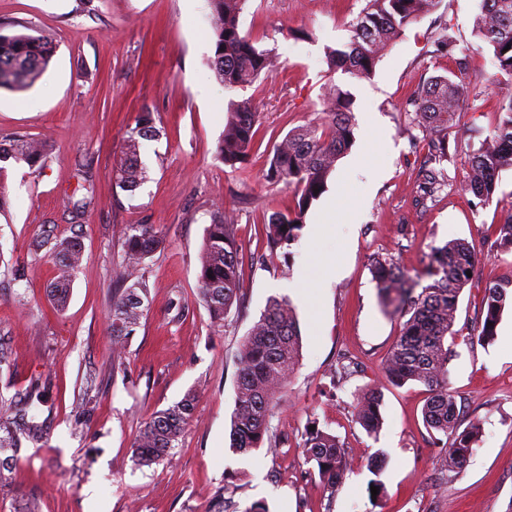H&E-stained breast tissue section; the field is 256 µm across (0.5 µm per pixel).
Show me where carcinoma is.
<instances>
[{
	"instance_id": "obj_1",
	"label": "carcinoma",
	"mask_w": 512,
	"mask_h": 512,
	"mask_svg": "<svg viewBox=\"0 0 512 512\" xmlns=\"http://www.w3.org/2000/svg\"><path fill=\"white\" fill-rule=\"evenodd\" d=\"M214 43L210 66L227 89L245 88L276 73L269 50L258 49L240 31V15L245 0H208ZM436 0H369L367 8L352 22L351 37L343 50H330L327 63L356 78H367L386 48L404 29ZM476 34L493 51L499 72L512 78V0H483L475 21ZM54 57L52 39L43 34L0 33V89L21 90L33 85L50 66ZM468 54L456 61L455 78L437 76L417 88L405 101L404 111L426 133L432 161L440 168L423 174L421 190L431 194L447 185L444 162L452 130L468 110L465 75ZM353 98L336 85L329 87L325 118L320 123L301 126L275 143L267 157L265 179L283 183L299 196L297 209L289 215L274 213L265 222L266 243L270 250L291 246L303 227L310 203L326 189V181L338 159L353 145ZM224 132L217 147V158L237 170L252 150L258 132L259 112L252 99L231 100ZM157 136L154 118L145 110L127 131L124 150L113 168L115 184L133 191L145 179L140 161L143 140ZM52 145L46 139L18 136L0 143V181L6 175L2 163L9 160L30 168L42 166L50 158ZM512 168V98L500 106L494 133L482 150L469 158L460 182L463 192L487 201L496 189L498 173ZM319 193H314V190ZM499 245L512 249V211L498 225ZM167 247L166 236L154 224H131L122 233L121 287L112 291L107 314L114 360L121 361L124 342L133 335L148 307V288L141 273L146 260ZM30 250L50 257L57 275L49 286V300L57 310L68 304L73 273L82 260L79 237L61 236L55 226L43 224L32 239ZM237 240L235 220L221 207L215 209L206 228L198 274L199 295L205 303L212 326L221 327L241 288L243 255ZM482 251L466 239H453L433 248L432 261L418 280L411 281L389 256L371 260V272L383 309L403 319L399 336L384 358L387 381L395 386L409 382L424 385L429 396L423 407V421L430 430L456 434L459 409L448 384V360L455 339L454 326L460 297L482 262ZM512 302V273L489 282L483 290L479 339L491 341L506 304ZM300 356V331L294 308L285 298L272 299L254 322L235 355V406L231 415L230 448L247 454L267 446L281 448L288 438L274 433L271 421L277 400L287 386ZM381 396L374 390L359 394L354 401L357 421L375 435L382 426ZM196 392L188 390L174 405L154 412L140 427L132 444V461L139 467L170 462L179 447L183 430L193 417ZM306 430L303 447L306 460L331 488L340 483L345 457L339 439L316 427ZM479 425L456 437L445 449L444 461L460 469L472 451ZM45 436L43 426L28 415L27 409L0 396V471L17 460L22 440L38 443Z\"/></svg>"
}]
</instances>
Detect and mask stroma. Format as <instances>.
<instances>
[{
    "label": "stroma",
    "mask_w": 512,
    "mask_h": 512,
    "mask_svg": "<svg viewBox=\"0 0 512 512\" xmlns=\"http://www.w3.org/2000/svg\"><path fill=\"white\" fill-rule=\"evenodd\" d=\"M366 0H246L240 29L271 50L278 74L247 89L228 90L209 66L214 52L208 0H0V23L52 38L56 51L29 88L0 91V139L49 137L42 169L11 165L0 187V333L12 357L0 366V396L41 394L35 409L47 422L42 442L24 444L0 474V512L15 498H38L41 512H244L263 501L270 512H507L512 507V308L491 342L478 339L483 288L512 270L496 226L512 207V169L481 201L448 188L418 205V173L429 144L401 105L433 77L456 69L455 54L436 46L448 31L469 50V110L449 138L446 169L461 179L496 124L512 79L492 63L475 33L481 0H436L405 30L371 77L330 71L329 50L350 40L349 25ZM354 99L355 142L338 160L327 191L308 209L288 252H270L264 223L292 213L297 196L263 176L274 142L322 119L327 86ZM253 98L260 127L245 170L216 157L229 100ZM153 112L159 139L143 142L147 179L125 191L112 166L137 112ZM94 199L81 215L69 198ZM356 212L329 210L332 196ZM232 210L244 264L240 300L222 328L210 325L198 295L205 229L216 206ZM79 234L83 262L63 312L48 302L52 262L30 251L40 225ZM128 224H156L164 252L147 261L149 304L112 365L107 310L122 270L121 234ZM476 243L486 259L463 291L448 364L460 426L480 433L461 469L440 456L450 438L422 420L424 386L388 384L383 360L400 332L384 314L370 259L392 254L409 275L422 272L433 247L451 239ZM338 263L342 273L329 277ZM292 303L301 333L299 364L272 420L288 443L239 455L230 447L235 404L234 355L271 298ZM95 386L83 401L86 378ZM197 390L195 418L171 462L136 467L131 445L155 411ZM383 396V424L369 435L356 422L354 396ZM342 442L346 473L329 488L306 462L309 422ZM388 463L373 473L370 462ZM378 491H371L372 482Z\"/></svg>",
    "instance_id": "1"
}]
</instances>
